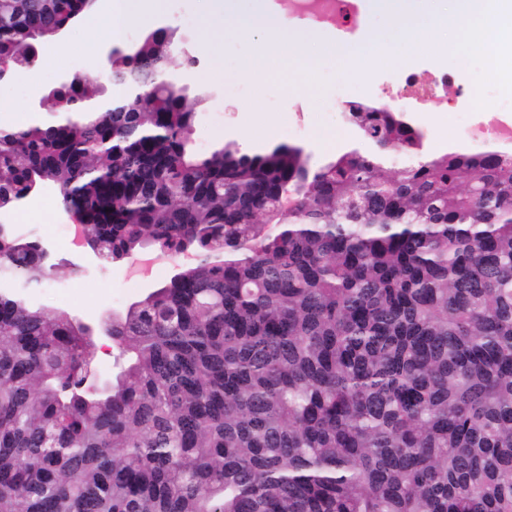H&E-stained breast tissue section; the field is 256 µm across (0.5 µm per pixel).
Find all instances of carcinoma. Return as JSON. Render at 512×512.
Returning <instances> with one entry per match:
<instances>
[{"mask_svg": "<svg viewBox=\"0 0 512 512\" xmlns=\"http://www.w3.org/2000/svg\"><path fill=\"white\" fill-rule=\"evenodd\" d=\"M84 9L0 0V61ZM174 34L115 50L119 94L84 73L0 126V213L50 182L106 262L198 255L105 324L91 390L92 328L0 223V512H512V153L425 156L362 102L367 151L200 152Z\"/></svg>", "mask_w": 512, "mask_h": 512, "instance_id": "carcinoma-1", "label": "carcinoma"}]
</instances>
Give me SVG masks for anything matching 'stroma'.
Wrapping results in <instances>:
<instances>
[{
    "label": "stroma",
    "mask_w": 512,
    "mask_h": 512,
    "mask_svg": "<svg viewBox=\"0 0 512 512\" xmlns=\"http://www.w3.org/2000/svg\"><path fill=\"white\" fill-rule=\"evenodd\" d=\"M161 24L175 28L178 50L171 67L186 74L185 82L204 92L205 99L195 107L196 121L191 134L194 146L205 151L221 148L225 141L237 140L243 147L264 148L266 143L287 141L302 146L313 162L320 163L347 150L354 139L353 129L344 112L321 110L318 100L330 97V85L316 86L307 92L306 71L275 74L256 81L239 71L243 58L257 52L260 42L251 35L225 32L206 25L201 0H160ZM95 33L86 20L76 21L62 35L68 46L64 53L46 57L45 46H38V57L28 67L27 78L0 82V97L12 102L16 113L0 112V126L17 124L19 116L31 117L41 94L56 86L63 77L76 73H98L100 56L90 54ZM224 58L223 76L209 70L211 55ZM194 56L197 66L184 69L185 56ZM404 58L393 53L369 66L366 74L355 73L336 63L332 69L344 88L357 101L377 100V85L403 68ZM473 97L460 99L453 112L407 113V121L423 134V151L429 155L448 151L449 139L460 136V122L470 117ZM298 124L302 133L289 137V124ZM15 229L40 238L59 266V279L38 296L40 304L78 317L93 328H100L112 313L123 311L149 290L170 279L176 263L165 256H155L152 277L135 279L128 263H105L89 248H74L64 229L68 218L62 197L55 187L47 186L28 197L19 210L12 212Z\"/></svg>",
    "instance_id": "1"
}]
</instances>
